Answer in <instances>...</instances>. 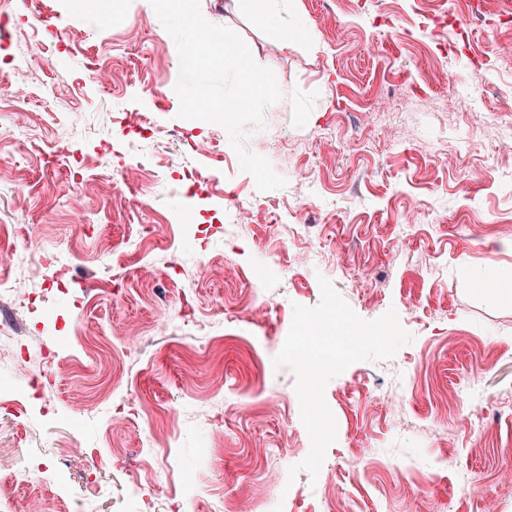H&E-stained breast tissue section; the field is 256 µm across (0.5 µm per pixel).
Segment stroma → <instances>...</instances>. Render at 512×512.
Here are the masks:
<instances>
[{
	"instance_id": "1",
	"label": "stroma",
	"mask_w": 512,
	"mask_h": 512,
	"mask_svg": "<svg viewBox=\"0 0 512 512\" xmlns=\"http://www.w3.org/2000/svg\"><path fill=\"white\" fill-rule=\"evenodd\" d=\"M467 2L297 0L286 20L314 26L310 46L271 36L236 0H200L281 90L264 129L246 127L286 180L262 192L222 126L179 118L176 44L162 24L139 30L143 0H10L0 51L47 66L0 94V132L23 121L31 138H72L93 185L78 190L61 165L20 147L0 174V225L72 255L68 291L48 293L28 322L29 364L49 381L21 424L7 404L27 382L0 353V446L18 450L0 460V482L48 470L47 512H174L130 491L143 475L243 512L281 502L319 512L325 495L338 512H512V142L500 133L512 125V55ZM71 21L88 39L57 52L52 28ZM93 61L111 69V88L88 79ZM471 101L484 122L466 112ZM128 109L146 113L152 137L124 132ZM171 164L208 181L185 193L163 174ZM132 190L148 202L135 215L124 207ZM236 195L254 208L234 222ZM143 224L167 225L169 245L142 250ZM175 253L197 262L170 268ZM323 278L363 319L396 310L413 340L328 383L337 438L314 477L300 467L311 443L295 375L274 359L295 305L316 306ZM180 287L209 336L164 330ZM253 288L269 300L256 320L245 308ZM404 365L413 383L388 403ZM471 375L485 396L459 403ZM120 402L146 417L98 418ZM75 446L89 458H70ZM270 465L297 468L292 485L264 480Z\"/></svg>"
}]
</instances>
